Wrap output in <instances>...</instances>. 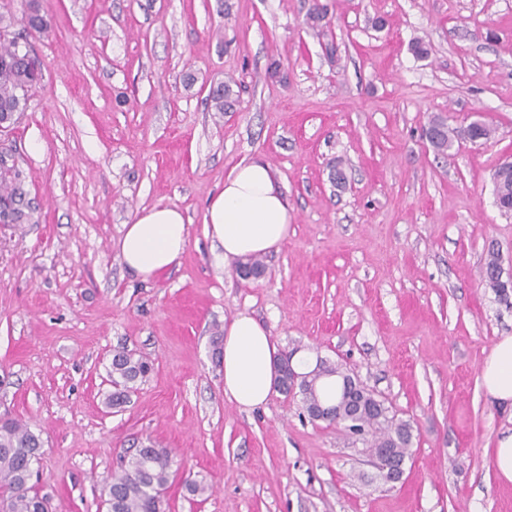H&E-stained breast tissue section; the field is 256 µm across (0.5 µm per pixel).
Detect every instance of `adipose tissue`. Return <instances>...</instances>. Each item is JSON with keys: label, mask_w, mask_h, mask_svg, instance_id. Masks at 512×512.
Masks as SVG:
<instances>
[{"label": "adipose tissue", "mask_w": 512, "mask_h": 512, "mask_svg": "<svg viewBox=\"0 0 512 512\" xmlns=\"http://www.w3.org/2000/svg\"><path fill=\"white\" fill-rule=\"evenodd\" d=\"M291 216L270 165L260 159L238 164L213 196L204 222L225 260L269 253L288 236ZM189 228L181 210L154 205L136 212L119 241L123 264L142 278L171 268L185 252ZM276 349L268 331L247 313L224 330V394L244 409L265 404L276 376ZM482 384L497 400H512V337L504 338L486 361Z\"/></svg>", "instance_id": "ef3b65f1"}]
</instances>
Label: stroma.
<instances>
[{
  "instance_id": "obj_1",
  "label": "stroma",
  "mask_w": 512,
  "mask_h": 512,
  "mask_svg": "<svg viewBox=\"0 0 512 512\" xmlns=\"http://www.w3.org/2000/svg\"><path fill=\"white\" fill-rule=\"evenodd\" d=\"M40 3L43 87L0 131L35 208L0 225V416L39 433L33 480L52 512H99L119 453L145 439L172 452L170 512H512L492 462L512 403L481 383L512 336V304L481 278L493 254L512 269L492 181L512 156V0ZM230 79L233 111H208L210 86ZM435 118L493 135L441 156L423 135ZM252 158L271 166L291 224L244 280L203 217ZM156 204L183 212L190 241L145 280L118 243ZM243 311L277 354L343 364L410 422L404 482L300 396L252 411L225 397L213 341ZM121 347L154 369L111 411ZM188 479L208 492L189 496Z\"/></svg>"
}]
</instances>
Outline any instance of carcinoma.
Segmentation results:
<instances>
[{
	"instance_id": "carcinoma-1",
	"label": "carcinoma",
	"mask_w": 512,
	"mask_h": 512,
	"mask_svg": "<svg viewBox=\"0 0 512 512\" xmlns=\"http://www.w3.org/2000/svg\"><path fill=\"white\" fill-rule=\"evenodd\" d=\"M50 27V20L34 0H25L20 31L10 30L5 15L0 13V120L7 128L16 124L26 112L31 96L43 82L42 68L33 51L18 50V43L29 46L31 39L47 33ZM235 96L231 83L226 82L210 89L207 103L215 112H229L236 102ZM458 136V132L449 131L448 126L440 122L430 144L445 155ZM495 196L505 207L504 213H509L512 208L511 178L495 186ZM30 219L27 177L15 154L1 149L0 224H25ZM498 269V258L490 256L482 269V279L500 300L506 302L509 293L497 276ZM152 370L153 365L135 352L125 348L116 350L107 370L112 386L109 405L122 407ZM331 377L344 378L346 373L339 365L321 359L316 361L314 369L305 374L302 391L305 408L310 409L325 400L321 383ZM361 391L369 409L345 423V430L361 437L371 454L376 448L387 447L400 460L411 458L410 423L396 418L385 406L377 407L376 398L366 388ZM42 448L41 438L30 427L15 419L0 420V512H49L48 495L31 483L33 466L39 461ZM172 464L171 451L152 442L140 449H126L120 456L118 470L112 474L108 512H165Z\"/></svg>"
}]
</instances>
